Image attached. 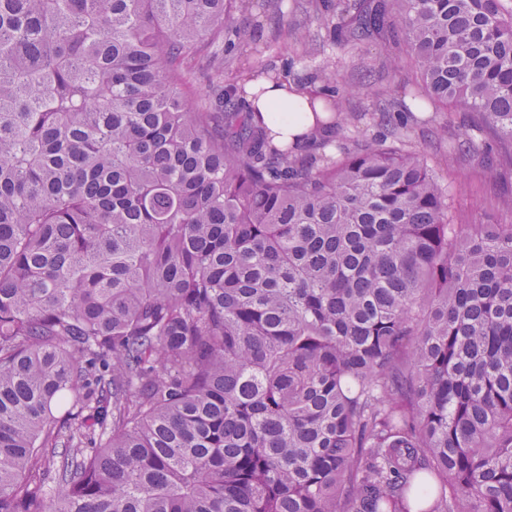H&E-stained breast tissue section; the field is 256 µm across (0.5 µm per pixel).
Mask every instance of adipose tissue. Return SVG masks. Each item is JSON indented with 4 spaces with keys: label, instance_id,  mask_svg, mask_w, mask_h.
Segmentation results:
<instances>
[{
    "label": "adipose tissue",
    "instance_id": "1",
    "mask_svg": "<svg viewBox=\"0 0 512 512\" xmlns=\"http://www.w3.org/2000/svg\"><path fill=\"white\" fill-rule=\"evenodd\" d=\"M247 100L262 119L275 144L310 143L318 127L310 108V95L286 80L270 82L258 76L245 86Z\"/></svg>",
    "mask_w": 512,
    "mask_h": 512
}]
</instances>
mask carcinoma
<instances>
[{"label": "carcinoma", "mask_w": 512, "mask_h": 512, "mask_svg": "<svg viewBox=\"0 0 512 512\" xmlns=\"http://www.w3.org/2000/svg\"><path fill=\"white\" fill-rule=\"evenodd\" d=\"M239 7L0 0V512H512V199L459 223L405 125L303 157L189 103ZM316 19L512 165L503 0Z\"/></svg>", "instance_id": "cac0c4a2"}]
</instances>
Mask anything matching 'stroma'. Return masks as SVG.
<instances>
[{
	"mask_svg": "<svg viewBox=\"0 0 512 512\" xmlns=\"http://www.w3.org/2000/svg\"><path fill=\"white\" fill-rule=\"evenodd\" d=\"M240 31L228 30L223 40H205L187 58L183 73L189 92L211 94L219 77L287 73L290 80L318 87L317 74L335 64L345 84H371L385 98L409 103L411 93H422V82L407 60L382 41L372 40L355 50L332 48L329 31L316 20L309 0H249L240 13ZM376 104L353 96L345 111L352 124H338L337 137L382 136L386 126L374 118ZM410 136L424 151L440 180L450 186L456 211L466 224H498L503 220L501 202L512 196V167L495 162L490 154H464L467 139L487 134L472 114L427 103L407 116Z\"/></svg>",
	"mask_w": 512,
	"mask_h": 512,
	"instance_id": "35a3bbf8",
	"label": "stroma"
}]
</instances>
